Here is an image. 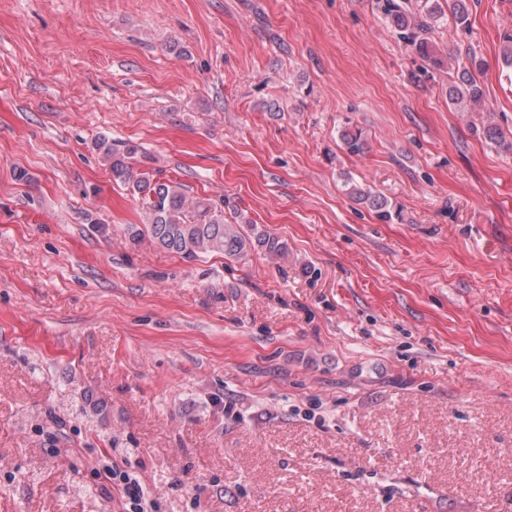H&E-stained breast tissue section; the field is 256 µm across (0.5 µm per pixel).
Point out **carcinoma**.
<instances>
[{
  "mask_svg": "<svg viewBox=\"0 0 512 512\" xmlns=\"http://www.w3.org/2000/svg\"><path fill=\"white\" fill-rule=\"evenodd\" d=\"M455 27L469 26V0H446ZM387 15L400 36L429 62L431 69L448 68V100L453 104L477 106L483 101V90L474 72L483 67L482 60L468 57V63L445 66V58L427 37L429 20L444 15L440 0H387ZM341 139L347 151L364 152L366 139L358 128L342 131ZM108 162L114 180L124 184L140 200L144 214L142 226L135 227L133 239H146L151 244L196 261L211 254L240 258L260 249L270 255H280L285 245L262 231L240 212H224V199H199L188 195L182 184L163 180L145 169L138 159L140 148L135 144H112L103 139L97 143ZM348 194L373 209L383 221L392 219L387 200L370 190L351 188Z\"/></svg>",
  "mask_w": 512,
  "mask_h": 512,
  "instance_id": "obj_1",
  "label": "carcinoma"
}]
</instances>
